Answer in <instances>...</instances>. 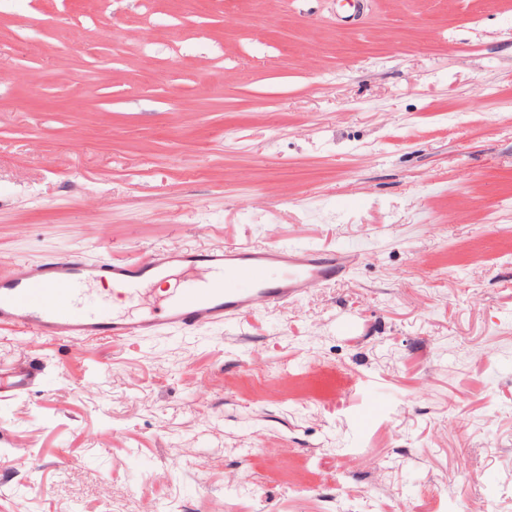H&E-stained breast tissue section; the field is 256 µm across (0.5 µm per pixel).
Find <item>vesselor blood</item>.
Returning <instances> with one entry per match:
<instances>
[{"mask_svg": "<svg viewBox=\"0 0 512 512\" xmlns=\"http://www.w3.org/2000/svg\"><path fill=\"white\" fill-rule=\"evenodd\" d=\"M346 252L310 247L236 246L158 250L141 258L89 261L70 253L0 274V326L45 338L109 344L193 332L227 323L259 304H287L307 289L344 275ZM191 280L170 295L160 317L94 315L86 301L107 284L113 301L139 297L145 285L171 269Z\"/></svg>", "mask_w": 512, "mask_h": 512, "instance_id": "b4317fda", "label": "vessel or blood"}]
</instances>
